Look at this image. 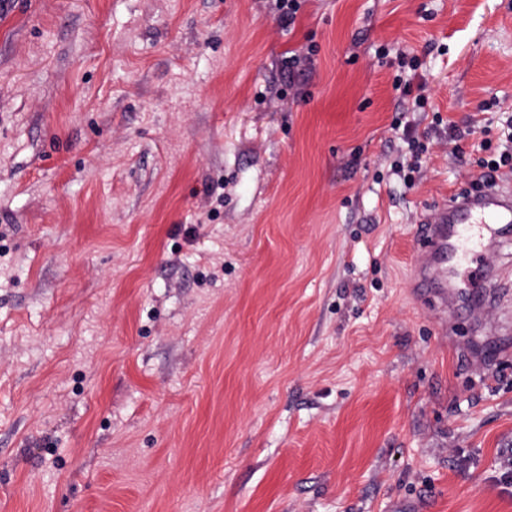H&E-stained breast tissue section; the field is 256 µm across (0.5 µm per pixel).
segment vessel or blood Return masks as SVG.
Listing matches in <instances>:
<instances>
[{
    "mask_svg": "<svg viewBox=\"0 0 512 512\" xmlns=\"http://www.w3.org/2000/svg\"><path fill=\"white\" fill-rule=\"evenodd\" d=\"M512 223V190L452 194L422 220L426 254L411 275L413 293L447 305L448 288L461 282L484 287L493 269L490 245H503L504 225Z\"/></svg>",
    "mask_w": 512,
    "mask_h": 512,
    "instance_id": "vessel-or-blood-1",
    "label": "vessel or blood"
}]
</instances>
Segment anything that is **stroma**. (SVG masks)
<instances>
[{"mask_svg": "<svg viewBox=\"0 0 512 512\" xmlns=\"http://www.w3.org/2000/svg\"><path fill=\"white\" fill-rule=\"evenodd\" d=\"M300 3L0 0V512H512V342L408 291L512 0ZM397 58H398L399 68H401V69H403V71H405V68L407 67L408 69L413 71V73L408 75L409 78H407L406 80H404L401 75H397L396 76L397 78L395 81V88L401 89V86L403 85V82H404V85L402 88H403V92L405 93L406 91L411 89V85H412L414 79L417 78V79H419V82L417 85L419 91H421V92L425 91L426 83L423 80V77L417 73V70L419 68L418 57L416 55L408 57V54L401 53ZM406 130L405 142L408 145V149L411 155V161L404 165L399 161H396L392 165V172L396 175L404 184L405 187H412L415 184V178L412 175L413 173L418 171V168L421 166V156L424 152L427 151V146H425L419 139L417 135H415L410 127H404ZM406 168V169H405Z\"/></svg>", "mask_w": 512, "mask_h": 512, "instance_id": "stroma-1", "label": "stroma"}]
</instances>
